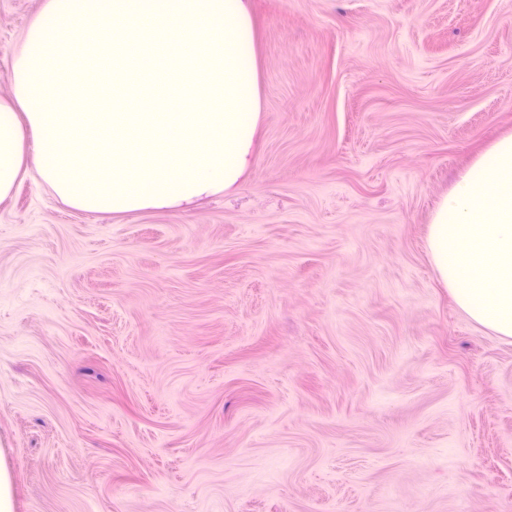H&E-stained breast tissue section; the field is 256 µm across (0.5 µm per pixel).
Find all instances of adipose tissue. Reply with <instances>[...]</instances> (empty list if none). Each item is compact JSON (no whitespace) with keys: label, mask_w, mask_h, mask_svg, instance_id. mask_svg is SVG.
<instances>
[{"label":"adipose tissue","mask_w":512,"mask_h":512,"mask_svg":"<svg viewBox=\"0 0 512 512\" xmlns=\"http://www.w3.org/2000/svg\"><path fill=\"white\" fill-rule=\"evenodd\" d=\"M261 117L245 0H46L0 97V202L30 171L103 215L237 189Z\"/></svg>","instance_id":"adipose-tissue-1"}]
</instances>
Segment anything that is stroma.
Listing matches in <instances>:
<instances>
[{
    "label": "stroma",
    "instance_id": "obj_1",
    "mask_svg": "<svg viewBox=\"0 0 512 512\" xmlns=\"http://www.w3.org/2000/svg\"><path fill=\"white\" fill-rule=\"evenodd\" d=\"M241 186L0 203L7 512H512V338L425 250L512 132V0H245ZM44 0H0V95Z\"/></svg>",
    "mask_w": 512,
    "mask_h": 512
}]
</instances>
